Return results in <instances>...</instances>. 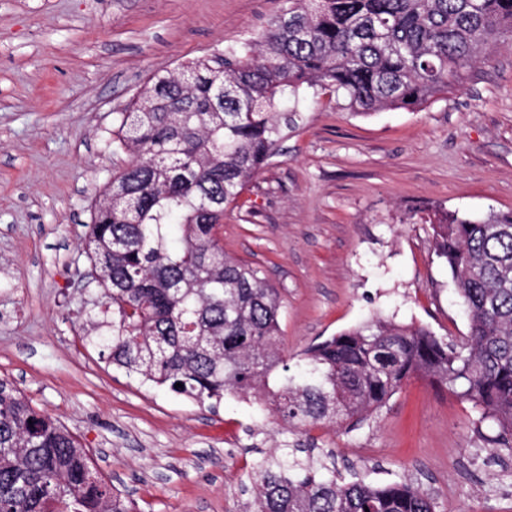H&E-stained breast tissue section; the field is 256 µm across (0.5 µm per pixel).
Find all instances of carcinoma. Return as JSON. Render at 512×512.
I'll list each match as a JSON object with an SVG mask.
<instances>
[{
    "mask_svg": "<svg viewBox=\"0 0 512 512\" xmlns=\"http://www.w3.org/2000/svg\"><path fill=\"white\" fill-rule=\"evenodd\" d=\"M512 39V0H288L259 48L227 47L155 75L119 114L112 206L95 200L83 253L104 266L100 354L199 403L250 395L290 432L366 421L413 377L473 403L512 451V212L431 223L469 316L461 342L372 318L281 355V298L224 254V210L267 164L308 88L358 115L417 109L458 87L485 46ZM180 387H175V384ZM252 512H439L407 482L319 474L279 448L250 477ZM0 512H137L74 436L0 379Z\"/></svg>",
    "mask_w": 512,
    "mask_h": 512,
    "instance_id": "obj_1",
    "label": "carcinoma"
}]
</instances>
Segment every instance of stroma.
<instances>
[{
  "label": "stroma",
  "mask_w": 512,
  "mask_h": 512,
  "mask_svg": "<svg viewBox=\"0 0 512 512\" xmlns=\"http://www.w3.org/2000/svg\"><path fill=\"white\" fill-rule=\"evenodd\" d=\"M288 0H0V379L78 439L142 512H247L264 453L296 438L243 398L201 404L112 367L85 339L78 274L96 196L126 166L117 118L157 72L255 43ZM416 110L356 115L305 91L274 156L224 215L225 253L277 288L281 353L378 316L462 340L469 319L434 252L436 211H512V44ZM472 403L407 381L353 429L308 433L312 460L408 481L441 512H512V454Z\"/></svg>",
  "instance_id": "35a3bbf8"
}]
</instances>
